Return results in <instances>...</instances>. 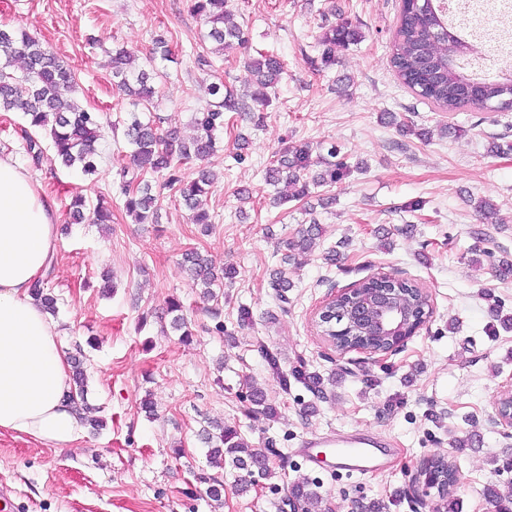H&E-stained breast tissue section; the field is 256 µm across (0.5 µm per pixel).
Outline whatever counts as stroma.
Segmentation results:
<instances>
[{
    "label": "stroma",
    "instance_id": "1",
    "mask_svg": "<svg viewBox=\"0 0 512 512\" xmlns=\"http://www.w3.org/2000/svg\"><path fill=\"white\" fill-rule=\"evenodd\" d=\"M400 0H226L246 46L212 51L208 30L188 0H0V28L48 43L75 72L78 104L102 116L94 174L21 152L19 112H0V151L28 167L51 201L60 230L49 286L58 297L62 349L83 345L88 402L102 419L71 448L0 432V491L13 512H292L294 481L307 478L324 512H434L442 500L423 495L414 478L423 463L456 464L458 512H490L484 490L512 486V430L496 423V403L512 384V329H493L490 310L512 315V280L473 263V246L512 259V111L440 112L397 80L390 45ZM348 20L357 42L322 60L318 41ZM169 58H151L156 35ZM124 47L154 71L153 109L134 108L112 87L110 53ZM277 54L284 71L269 92L263 123L228 112L220 151L206 164L215 181L207 198L209 231L192 223L175 190L155 177L158 221L135 223L119 190L134 170L124 130L131 111L157 113L162 130L194 133L196 113L216 105L207 87L223 81L245 94L247 63ZM208 58V65L197 62ZM412 126L401 133L399 122ZM429 140H421V132ZM503 145L500 154L492 144ZM311 148V173L329 149L354 164L350 176L315 188L300 201L276 204L265 172L286 146ZM250 199L240 200V190ZM87 206L106 199L108 224H74V197ZM495 206L480 223L478 200ZM421 201L410 211L408 202ZM319 222L323 236L280 302L270 278L297 230ZM482 230L484 241L474 232ZM199 250L234 278L203 299L179 267ZM335 260H328L329 251ZM417 281L434 313L399 352L378 360L336 350L319 335L316 308L336 289L377 272ZM111 294H102L103 278ZM178 300L191 332L181 339L167 314ZM220 316H213L212 308ZM249 323H241V309ZM319 375L324 394L292 380L293 370ZM257 384L276 410L267 417L249 397ZM152 398L154 417L141 409ZM237 431L263 449L271 478L239 489L240 470L225 463L222 502L210 499L198 474L210 473L199 434L209 422ZM368 430L393 448L388 468L356 478L305 472L295 450L302 437Z\"/></svg>",
    "mask_w": 512,
    "mask_h": 512
}]
</instances>
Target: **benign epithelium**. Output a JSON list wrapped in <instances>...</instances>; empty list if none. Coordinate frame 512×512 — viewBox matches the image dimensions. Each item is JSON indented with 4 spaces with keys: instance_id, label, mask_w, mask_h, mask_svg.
<instances>
[{
    "instance_id": "7a95c632",
    "label": "benign epithelium",
    "mask_w": 512,
    "mask_h": 512,
    "mask_svg": "<svg viewBox=\"0 0 512 512\" xmlns=\"http://www.w3.org/2000/svg\"><path fill=\"white\" fill-rule=\"evenodd\" d=\"M372 278L376 281V286L370 292L362 293L351 285L330 295L318 310V317H333L339 313L345 316L360 338L386 340L387 346L383 348L367 344L355 347L358 352L384 357L403 348L429 322L432 308L403 311L396 307V297L401 289L391 287L395 276L382 272L372 275ZM338 297L346 298V302L341 310L336 311L332 309V305L336 304ZM496 415L499 425L512 429L511 384L504 388L497 401Z\"/></svg>"
}]
</instances>
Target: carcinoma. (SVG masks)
<instances>
[{"label":"carcinoma","instance_id":"cac0c4a2","mask_svg":"<svg viewBox=\"0 0 512 512\" xmlns=\"http://www.w3.org/2000/svg\"><path fill=\"white\" fill-rule=\"evenodd\" d=\"M192 10L211 23L208 37L219 46L226 40L244 41V32L237 24H228V14L224 10V0H192ZM359 33L352 24L343 20L330 26L323 35V55L327 63L336 60V48L346 47L358 40ZM0 51L5 62L0 65V112L16 111L26 116L28 126L21 129L24 150L33 163H40L44 150L41 142L32 135L36 129L49 131L55 160L66 168H76L88 175L96 171L98 143L101 139V121L97 112H90L76 102L78 82L75 74L53 50L40 39L23 31L0 29ZM474 48L462 38L454 35L448 16L430 5L426 0H401L397 25L391 42L390 63L399 82L416 97L428 102L440 112H460L467 108L503 112L512 109V81H499L484 78L477 81V94L470 96L463 86L474 82L465 69L458 64V57L469 54ZM24 62L21 73L11 70L13 60ZM251 75L262 88L277 84L282 72L281 62L272 55L262 54L247 63ZM112 85L133 98V105L152 101L155 88L153 74L136 67V56L124 49L112 55ZM209 94L219 98L215 108L199 112L194 123L196 134L189 140L170 131L165 135L157 133L150 122L134 117L125 129V137L132 147V156L137 162L138 173L130 176L122 171V176H130L123 181L122 192L125 208L139 224L153 220L157 196L153 194L151 183L143 175L156 173L166 176L165 184L177 187V192L186 208L193 212L195 224H211L208 211L203 207V198L212 183L210 174L204 170L194 178L182 175V166L193 161H204L219 150L217 133L224 128V113L243 112L241 103L230 91H224V84L213 83ZM310 149L306 146L286 148L277 160V165L267 169L266 179L272 184H287L290 193L288 200H300L309 193L310 186H323L342 180L351 173V167L343 160L330 163L327 169L308 176ZM86 203L75 197L70 207L72 223L81 224L88 220L92 224L110 222L111 211L99 204L92 215L85 213ZM321 236V228L312 223L300 228L296 236L287 242L289 254L285 261H294L296 256L310 251ZM181 266L190 272L192 285L203 289V296H212L211 288L219 276L213 271L210 261L198 251L186 253ZM38 278L32 288L44 309L57 312L58 298L47 287L48 276ZM271 287L280 301L286 302V292L291 287L288 272L277 269L272 274ZM400 302L404 306L426 303L428 294L416 281L406 280L400 284ZM182 305L171 300L168 311L174 314L172 327L187 339L191 336L186 329L183 315L179 314ZM335 347L344 351L353 346L355 337L346 329L341 318L335 319ZM71 381L73 390L70 403L81 419L88 424L102 426V420L86 418L90 412L87 401L88 374L84 358L71 360ZM203 440L208 445L209 462L221 464L228 458L232 464L246 472L241 478V489L255 485L252 479L253 468H258L262 479L271 476L267 466H258L264 457L258 448L247 449L243 439L219 423H211V428L203 429ZM430 480H435L448 497L447 512H455L457 503L452 499L453 487L457 481L455 466L443 458L431 460L428 469ZM308 482L295 486L296 495L305 512L319 507L317 492L307 489ZM484 494L494 508V512H512V491L503 494L489 486Z\"/></svg>","mask_w":512,"mask_h":512}]
</instances>
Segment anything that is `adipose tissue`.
Wrapping results in <instances>:
<instances>
[{
	"mask_svg": "<svg viewBox=\"0 0 512 512\" xmlns=\"http://www.w3.org/2000/svg\"><path fill=\"white\" fill-rule=\"evenodd\" d=\"M56 216L37 182L0 154V430L54 448L84 435L58 323L31 293L53 260Z\"/></svg>",
	"mask_w": 512,
	"mask_h": 512,
	"instance_id": "1",
	"label": "adipose tissue"
}]
</instances>
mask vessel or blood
Listing matches in <instances>:
<instances>
[{
    "instance_id": "obj_1",
    "label": "vessel or blood",
    "mask_w": 512,
    "mask_h": 512,
    "mask_svg": "<svg viewBox=\"0 0 512 512\" xmlns=\"http://www.w3.org/2000/svg\"><path fill=\"white\" fill-rule=\"evenodd\" d=\"M298 454L311 470L330 467L353 476L384 472L391 451L376 437L339 431L304 441Z\"/></svg>"
}]
</instances>
